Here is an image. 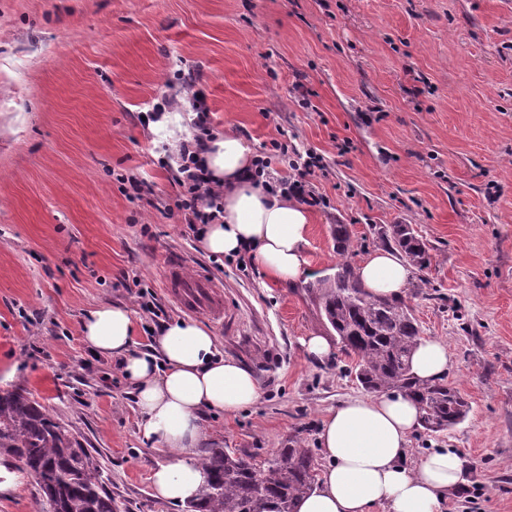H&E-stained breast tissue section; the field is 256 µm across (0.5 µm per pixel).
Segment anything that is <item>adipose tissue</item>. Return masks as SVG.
I'll list each match as a JSON object with an SVG mask.
<instances>
[{
	"label": "adipose tissue",
	"mask_w": 512,
	"mask_h": 512,
	"mask_svg": "<svg viewBox=\"0 0 512 512\" xmlns=\"http://www.w3.org/2000/svg\"><path fill=\"white\" fill-rule=\"evenodd\" d=\"M212 177L224 187L217 223L200 227L201 247L214 255H248L276 283L309 274L306 253L310 210L295 198L270 193L251 175L252 150L237 135L209 136L203 153ZM372 297H402L412 271L399 255L379 248L356 267ZM84 339L97 354L120 359L140 412V433L152 448L167 452L152 471L156 498L183 504L201 497L207 476L195 450L205 437L201 415L235 414L257 403L261 389L254 373L224 357L214 334L193 320H174L158 330L148 350L135 349L134 317L119 304H103L82 320ZM448 345L420 339L412 371L424 379L444 377ZM419 425L414 402L397 393L352 397L331 409L319 435L326 464L296 512H440L449 490L463 483L461 460L437 448L407 466V444Z\"/></svg>",
	"instance_id": "1"
}]
</instances>
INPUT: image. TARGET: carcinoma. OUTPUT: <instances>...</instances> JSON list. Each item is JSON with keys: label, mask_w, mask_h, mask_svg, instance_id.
Listing matches in <instances>:
<instances>
[{"label": "carcinoma", "mask_w": 512, "mask_h": 512, "mask_svg": "<svg viewBox=\"0 0 512 512\" xmlns=\"http://www.w3.org/2000/svg\"><path fill=\"white\" fill-rule=\"evenodd\" d=\"M406 262L430 265L425 243L409 224L381 233ZM325 288L321 311L342 349L357 358L355 376L370 393L398 392L411 398L422 427L445 431L461 423L469 405L445 380L423 381L410 371L420 329L399 299L371 298L360 288L348 263L337 265ZM0 456L23 465L38 483V512H117L98 462L82 448L69 424L22 388L0 389ZM207 487L190 512H294L298 498L312 487L315 463L300 445L280 448L256 467L226 448H212L203 459Z\"/></svg>", "instance_id": "carcinoma-1"}]
</instances>
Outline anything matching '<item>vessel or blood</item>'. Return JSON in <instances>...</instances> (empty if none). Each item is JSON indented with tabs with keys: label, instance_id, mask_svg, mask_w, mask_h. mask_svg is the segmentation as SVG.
I'll use <instances>...</instances> for the list:
<instances>
[{
	"label": "vessel or blood",
	"instance_id": "obj_1",
	"mask_svg": "<svg viewBox=\"0 0 512 512\" xmlns=\"http://www.w3.org/2000/svg\"><path fill=\"white\" fill-rule=\"evenodd\" d=\"M164 283L167 293L186 312L203 313L216 320L223 319L224 299L219 287L206 277L189 276L182 261L165 265Z\"/></svg>",
	"mask_w": 512,
	"mask_h": 512
}]
</instances>
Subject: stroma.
Segmentation results:
<instances>
[{"mask_svg": "<svg viewBox=\"0 0 512 512\" xmlns=\"http://www.w3.org/2000/svg\"><path fill=\"white\" fill-rule=\"evenodd\" d=\"M188 69L213 133L257 155L276 141L320 157L312 271L296 284L206 253L171 214L177 160L140 117L171 102L188 134ZM130 177L150 204L128 200ZM394 224L428 248L403 300L422 337L447 343L445 379L470 404L448 430L417 428L407 463L451 449L465 472L448 495L457 512H512V0H0V388L26 389L70 425L119 512L186 508L153 496L167 455L143 441L118 360L85 344V312L125 306L145 345L140 293L184 315L159 263L180 253L230 310L198 323L262 389L237 415L204 413L198 456L222 447L260 465L299 444L320 467L328 410L365 391L355 357L304 352V337L332 333L315 283Z\"/></svg>", "mask_w": 512, "mask_h": 512, "instance_id": "35a3bbf8", "label": "stroma"}]
</instances>
